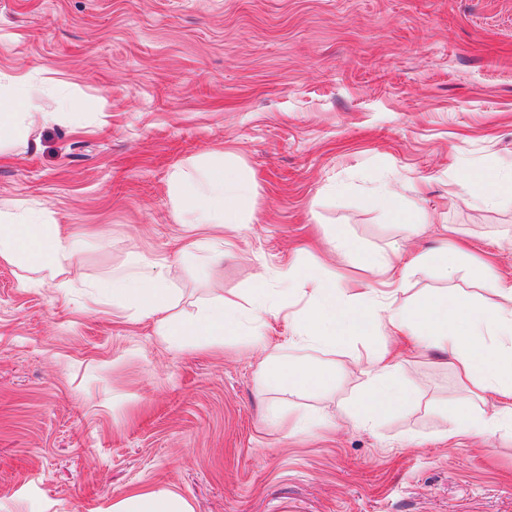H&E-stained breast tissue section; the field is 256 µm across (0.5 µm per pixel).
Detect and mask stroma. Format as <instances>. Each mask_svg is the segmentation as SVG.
<instances>
[{"label":"stroma","instance_id":"stroma-1","mask_svg":"<svg viewBox=\"0 0 512 512\" xmlns=\"http://www.w3.org/2000/svg\"><path fill=\"white\" fill-rule=\"evenodd\" d=\"M14 78L81 118L0 146V210L85 245L67 294L0 261V512H108L157 485L193 512H512V433L446 435L448 355L378 332L307 351L332 373L321 390L260 378L306 301L281 299V266L364 278L332 238L400 263L455 240L512 277V205L460 186L512 177V0H0ZM218 155L251 180L247 223H180L171 172ZM385 182L392 210L372 203ZM219 236L211 267L182 251ZM143 256L168 271L173 319L266 284L263 342L244 327L174 350L158 320L90 302ZM385 352L414 398L357 425L356 360ZM309 416L330 428L289 432Z\"/></svg>","mask_w":512,"mask_h":512}]
</instances>
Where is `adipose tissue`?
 <instances>
[{"label":"adipose tissue","mask_w":512,"mask_h":512,"mask_svg":"<svg viewBox=\"0 0 512 512\" xmlns=\"http://www.w3.org/2000/svg\"><path fill=\"white\" fill-rule=\"evenodd\" d=\"M61 118V113L44 109L26 93L14 89L0 94V132L11 137L27 138L33 129L56 124ZM170 188L177 216L189 223L238 224L243 219L240 202L251 185L236 166L222 162L203 166L194 177L175 170L170 175ZM81 248V241L62 233L58 225L0 211V261L49 271L59 288L70 286V268ZM364 257L365 266L374 275L400 286L422 271L454 278L460 271L462 253L446 247L416 254L401 265L387 252ZM482 276L493 282L502 305L486 306L461 291L450 297H425L407 311L396 308L393 294L370 284L350 286L311 277V299L292 344L294 352L271 357L270 367L263 372L265 381L280 389L309 392L326 385L328 376L323 366L298 356V349L344 346L354 337L380 329L392 336L411 334L423 345L448 352L453 359L459 395L448 436L495 434L512 428V278L496 276L489 266ZM92 295L96 301L113 302L140 318L164 314L173 302L171 288L159 275L156 262L148 257L138 261L135 271L94 284ZM240 326L239 309L219 300L206 305L189 323L164 324L162 334L170 348L178 349L223 342L225 334L237 332ZM362 373L363 393L351 413L357 424H368L383 410L409 401L407 390L393 384L390 366L382 356L367 357ZM489 399L495 402L493 412H478V404ZM111 512L192 510L168 487L154 486L114 501Z\"/></svg>","instance_id":"ef3b65f1"}]
</instances>
